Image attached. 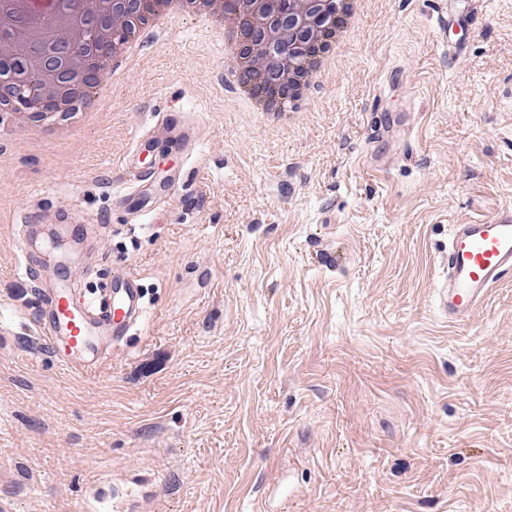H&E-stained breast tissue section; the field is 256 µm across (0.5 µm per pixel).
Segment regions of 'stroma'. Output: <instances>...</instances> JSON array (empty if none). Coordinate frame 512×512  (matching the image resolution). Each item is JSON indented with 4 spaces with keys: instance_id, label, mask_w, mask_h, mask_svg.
Masks as SVG:
<instances>
[{
    "instance_id": "stroma-1",
    "label": "stroma",
    "mask_w": 512,
    "mask_h": 512,
    "mask_svg": "<svg viewBox=\"0 0 512 512\" xmlns=\"http://www.w3.org/2000/svg\"><path fill=\"white\" fill-rule=\"evenodd\" d=\"M441 0H366L303 111L269 126L224 83L203 23L146 40L67 140L19 128L0 211L103 224L91 284L131 267L152 310L95 373L30 353L20 241L0 223V512H512V277L451 326L448 227L512 205V0L450 60ZM197 149L143 155L137 217L100 178L159 104ZM411 113L365 161L377 107Z\"/></svg>"
}]
</instances>
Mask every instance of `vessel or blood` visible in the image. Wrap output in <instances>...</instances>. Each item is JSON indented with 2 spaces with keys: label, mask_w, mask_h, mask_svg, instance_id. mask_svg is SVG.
I'll return each instance as SVG.
<instances>
[{
  "label": "vessel or blood",
  "mask_w": 512,
  "mask_h": 512,
  "mask_svg": "<svg viewBox=\"0 0 512 512\" xmlns=\"http://www.w3.org/2000/svg\"><path fill=\"white\" fill-rule=\"evenodd\" d=\"M484 0H448V14L441 18L437 37L447 28L469 26ZM175 136L192 140L193 129L161 112H154L147 128L138 131L129 156L116 166L112 182V201L125 206L138 199L141 211L156 203L149 195L148 174L137 164L161 138ZM23 274L44 310L35 317L33 328L55 361L74 372L96 371L148 312L145 290L137 273H120L101 288L96 298L71 282L64 259L53 266L40 263L34 254L35 228L21 227ZM436 279V309L449 324L462 322L480 307L506 276L512 275V207L495 217L449 227L448 246L439 261Z\"/></svg>",
  "instance_id": "1"
}]
</instances>
